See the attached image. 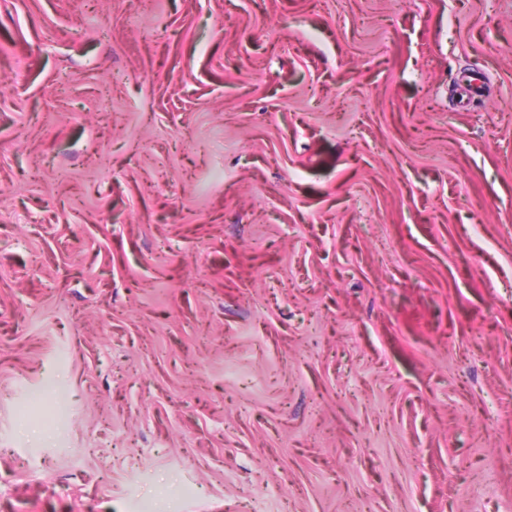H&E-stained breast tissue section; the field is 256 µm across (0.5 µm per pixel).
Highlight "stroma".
<instances>
[{
  "instance_id": "35a3bbf8",
  "label": "stroma",
  "mask_w": 512,
  "mask_h": 512,
  "mask_svg": "<svg viewBox=\"0 0 512 512\" xmlns=\"http://www.w3.org/2000/svg\"><path fill=\"white\" fill-rule=\"evenodd\" d=\"M78 2L0 0V512H512V0Z\"/></svg>"
}]
</instances>
